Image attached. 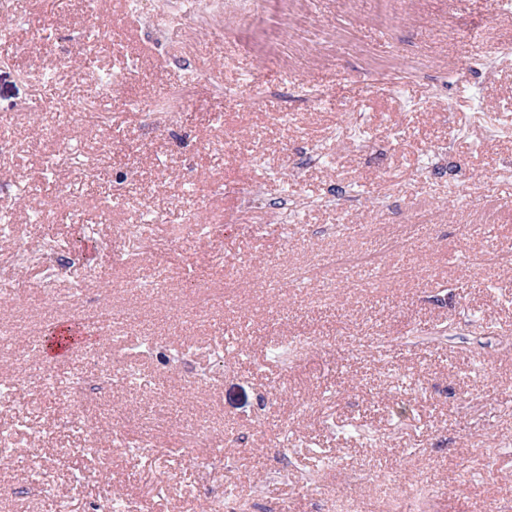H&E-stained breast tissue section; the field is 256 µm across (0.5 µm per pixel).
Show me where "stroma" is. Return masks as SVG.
<instances>
[{"label":"stroma","mask_w":512,"mask_h":512,"mask_svg":"<svg viewBox=\"0 0 512 512\" xmlns=\"http://www.w3.org/2000/svg\"><path fill=\"white\" fill-rule=\"evenodd\" d=\"M400 27L351 0H223L216 26L165 42L166 15L146 20L126 0H6L0 19V113L32 102L53 76L55 141L25 119L0 162V209L19 239L55 247L54 292L0 238V438L38 444L48 476L25 493L20 468H0V512H210L214 496L276 512H325L348 498L377 512L389 490L422 492L426 512H494L512 504V267L473 260L512 248V0H405ZM122 77L119 96L91 91L87 57ZM238 66L229 70L226 58ZM191 84L177 128L154 100ZM259 99L255 111L238 109ZM110 127L83 124L85 108ZM494 127L496 138L484 130ZM371 137L389 150L365 156ZM111 140L107 169L47 172L51 147L87 154ZM324 149L305 163L308 146ZM307 207L281 222L279 201ZM159 217L150 253L130 259L125 226ZM207 224L199 234L198 224ZM410 240L389 247L392 227ZM173 262L153 296L139 281L153 253ZM369 255L326 280L293 278L339 253ZM80 291H73L76 281ZM223 294L193 321L197 289ZM140 319L80 342L46 384L34 358L52 322L100 304ZM317 337L304 361L269 355ZM205 343L207 353H159ZM109 387L74 409V374ZM163 383L160 429L125 426L154 406L128 372ZM210 427L195 442L190 424ZM182 455H172V448ZM339 461L317 482V457Z\"/></svg>","instance_id":"obj_1"}]
</instances>
